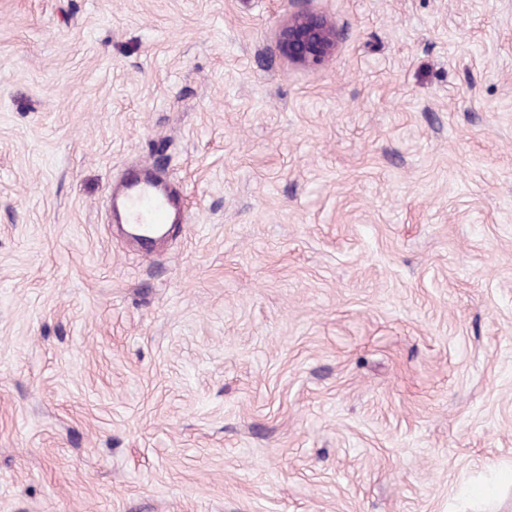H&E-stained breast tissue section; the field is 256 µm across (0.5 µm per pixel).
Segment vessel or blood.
I'll use <instances>...</instances> for the list:
<instances>
[{
    "instance_id": "b4317fda",
    "label": "vessel or blood",
    "mask_w": 512,
    "mask_h": 512,
    "mask_svg": "<svg viewBox=\"0 0 512 512\" xmlns=\"http://www.w3.org/2000/svg\"><path fill=\"white\" fill-rule=\"evenodd\" d=\"M112 214L144 239H155L167 225L185 223L186 210L175 187L155 179L150 171L132 174L111 197Z\"/></svg>"
}]
</instances>
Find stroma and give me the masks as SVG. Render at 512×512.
Returning <instances> with one entry per match:
<instances>
[{
    "label": "stroma",
    "mask_w": 512,
    "mask_h": 512,
    "mask_svg": "<svg viewBox=\"0 0 512 512\" xmlns=\"http://www.w3.org/2000/svg\"><path fill=\"white\" fill-rule=\"evenodd\" d=\"M312 5L0 0V512H512V0ZM288 12L279 22L275 43L288 64L307 69L323 63L336 54L342 34L327 14L308 6ZM172 185H164L149 170L132 174L111 197L112 214L128 224L138 238L154 240L168 224L187 222L183 196Z\"/></svg>",
    "instance_id": "stroma-1"
}]
</instances>
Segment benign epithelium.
I'll return each mask as SVG.
<instances>
[{"label": "benign epithelium", "instance_id": "obj_1", "mask_svg": "<svg viewBox=\"0 0 512 512\" xmlns=\"http://www.w3.org/2000/svg\"><path fill=\"white\" fill-rule=\"evenodd\" d=\"M342 34L327 14L309 6L288 12L279 22L275 43L288 64L307 69L323 63L336 54Z\"/></svg>", "mask_w": 512, "mask_h": 512}]
</instances>
